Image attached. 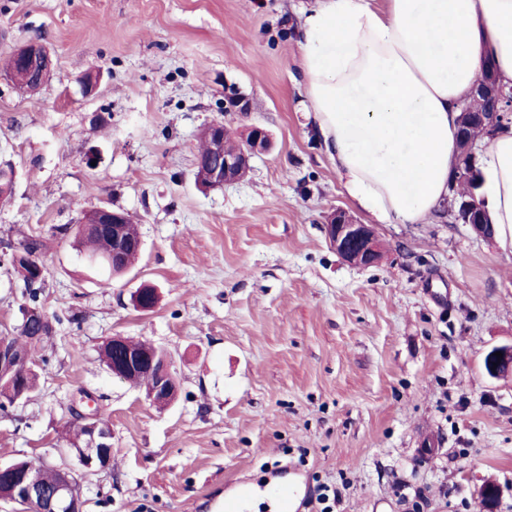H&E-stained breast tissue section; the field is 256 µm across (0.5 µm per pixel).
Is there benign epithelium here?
<instances>
[{
	"label": "benign epithelium",
	"instance_id": "obj_1",
	"mask_svg": "<svg viewBox=\"0 0 512 512\" xmlns=\"http://www.w3.org/2000/svg\"><path fill=\"white\" fill-rule=\"evenodd\" d=\"M11 57L16 67L10 74L13 81H22L33 88H39L51 71L52 60L46 46L38 40L24 41L12 50ZM471 99L483 104L475 112L460 113V150L475 155V141L471 136L474 128L494 131L504 121V112L512 109V89L503 87L492 67L486 68L474 80ZM224 111L249 112L250 99L236 86H224ZM211 161H195V175L198 184L205 188L222 187L243 179L250 169V160L258 153L270 149L271 141L267 131L259 126L251 128L243 148L236 153L224 150L228 128L221 122H213L205 128ZM449 211L454 220L470 225L480 236L487 237L493 229L489 216L476 195H456L452 198ZM83 227L91 230L107 226L115 248L112 249V265L124 262L123 248L132 232L125 225L124 215L107 207H93L83 213ZM325 232L330 247L345 262L356 267L378 264L383 258L384 248L372 225L361 224L343 209H335L328 216ZM158 301L155 289L141 290L135 295V303L142 311L152 310ZM112 350L120 353L122 363L110 373L122 380L137 370H148L153 374L152 388L146 392V399L160 404L169 399L177 390L173 362L170 357L158 354L136 353L131 350L132 340L124 336H113ZM502 356H496V353ZM29 368L28 360L17 357L7 340L0 341V382L20 384ZM487 373L495 378L512 372V345L493 348L485 358ZM76 421L82 423L86 436L85 446L71 449L79 468L86 475L96 474L112 466L110 432L98 421L97 414L75 409ZM71 471H60V480L55 488L46 490L40 483L37 467L21 466L14 462L0 463V481L11 487V502L38 503L39 512H83V500L79 485L70 477ZM484 512H497L500 487L493 480H486L480 487Z\"/></svg>",
	"mask_w": 512,
	"mask_h": 512
}]
</instances>
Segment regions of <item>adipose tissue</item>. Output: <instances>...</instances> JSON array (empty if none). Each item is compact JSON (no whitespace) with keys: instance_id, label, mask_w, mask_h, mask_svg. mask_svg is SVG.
<instances>
[{"instance_id":"adipose-tissue-1","label":"adipose tissue","mask_w":512,"mask_h":512,"mask_svg":"<svg viewBox=\"0 0 512 512\" xmlns=\"http://www.w3.org/2000/svg\"><path fill=\"white\" fill-rule=\"evenodd\" d=\"M302 104L374 224H421L448 198L458 119L487 64L512 86V0H316L299 29ZM494 233H512V125L479 159Z\"/></svg>"}]
</instances>
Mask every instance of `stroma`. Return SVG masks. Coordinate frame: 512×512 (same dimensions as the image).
<instances>
[{"label":"stroma","instance_id":"stroma-1","mask_svg":"<svg viewBox=\"0 0 512 512\" xmlns=\"http://www.w3.org/2000/svg\"><path fill=\"white\" fill-rule=\"evenodd\" d=\"M312 2L0 0V59L34 39L54 63L35 93L0 71V161L15 170L0 243L46 236L56 318L36 392L0 412V461L74 467L69 409L92 398L112 466L83 479L84 512H218L273 474L296 485L295 512H323L325 489L333 512H483L488 477L512 512V377L484 368L512 343V247L443 208L376 225L378 265L330 248L326 216L355 207L300 105L292 30ZM228 83L251 112L225 111ZM215 120L240 138L264 127L273 147L244 180L202 189L194 160ZM103 205L143 239L114 279L73 246ZM146 286L159 301L142 312L131 298ZM23 289L1 263L0 336ZM110 336L166 349L177 401L157 408L113 377L98 358Z\"/></svg>","mask_w":512,"mask_h":512}]
</instances>
